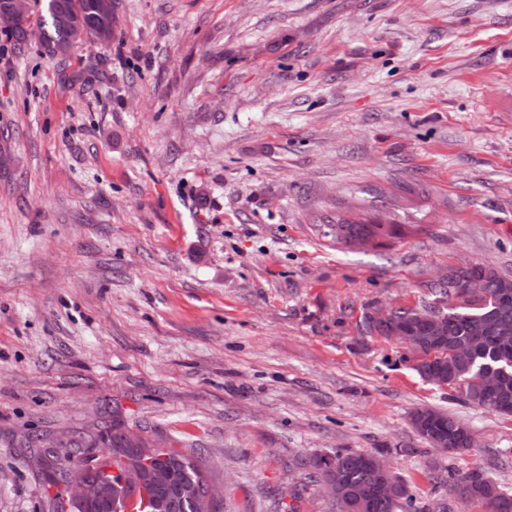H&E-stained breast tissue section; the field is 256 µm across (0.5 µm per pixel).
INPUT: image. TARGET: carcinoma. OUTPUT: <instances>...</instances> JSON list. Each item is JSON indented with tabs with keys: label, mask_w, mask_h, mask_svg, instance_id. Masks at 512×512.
Segmentation results:
<instances>
[{
	"label": "carcinoma",
	"mask_w": 512,
	"mask_h": 512,
	"mask_svg": "<svg viewBox=\"0 0 512 512\" xmlns=\"http://www.w3.org/2000/svg\"><path fill=\"white\" fill-rule=\"evenodd\" d=\"M98 0H43L41 14L37 19V29H32L30 16L26 15L7 27H0V33L14 38L18 42L28 39L35 33L43 49L52 56L67 55L61 51L69 42L68 27L62 16L75 23L90 26L98 31ZM359 229L374 237L399 238L405 235L403 224H375L373 219L358 221ZM472 278L484 281L483 294L475 298L462 299L456 288H443L439 285L431 292L446 305L448 315V343L464 346L469 357L463 362L454 361L449 355L437 351L441 344L429 345L424 353H434L432 362L419 360L414 366L416 372L428 379L433 366H443L453 382L448 384L454 392H462L459 400L465 404L482 407L503 416L512 417V278L496 270L476 264L467 269L448 268V279L463 282ZM394 315L399 325L409 329L412 336L426 335L425 326L415 320L416 311L409 306L395 308ZM495 374L500 380L498 391L485 393L479 384V378L485 374ZM422 424L414 426L418 435L433 445L437 439L448 442V449L472 448L476 440L472 432H464L465 423L460 419L431 409H418ZM126 426L112 423L96 434L78 436L70 443L72 448H112L114 452L104 455V460L90 464V457H77L69 461L73 469L86 468L87 471L100 474L98 467L106 466L112 460L124 470L126 455L116 452L126 447ZM48 455L43 475L49 485L58 488L53 497L51 512H78L66 499L63 484L64 473L57 470L58 457L50 448L44 449ZM302 465L311 469L317 482L337 479L347 491L350 512H419L401 478H396L398 494L387 498L379 494H370L368 489L378 484L376 471L363 462L362 452L348 448H338L335 452L315 456L302 461ZM151 466L155 469L169 470L174 480L191 484L206 481L205 464L198 458L175 448L153 449ZM449 491L455 495H465L473 503L482 506L485 512H512V493L505 491L496 483L488 480L480 472H469L462 476L448 475ZM149 512H195L191 501L177 497H166L156 493L154 502L148 503Z\"/></svg>",
	"instance_id": "carcinoma-1"
}]
</instances>
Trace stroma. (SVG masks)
Here are the masks:
<instances>
[{
  "instance_id": "obj_1",
  "label": "stroma",
  "mask_w": 512,
  "mask_h": 512,
  "mask_svg": "<svg viewBox=\"0 0 512 512\" xmlns=\"http://www.w3.org/2000/svg\"><path fill=\"white\" fill-rule=\"evenodd\" d=\"M108 45L0 35V512L24 444L118 419L206 460L228 512H337L299 460L383 450L512 491V418L423 380L377 309L450 265L512 278V0H113ZM417 232L366 248L323 217ZM477 444L441 453L415 409Z\"/></svg>"
}]
</instances>
